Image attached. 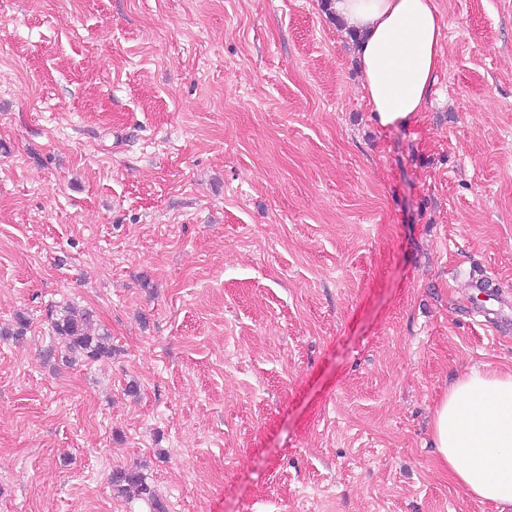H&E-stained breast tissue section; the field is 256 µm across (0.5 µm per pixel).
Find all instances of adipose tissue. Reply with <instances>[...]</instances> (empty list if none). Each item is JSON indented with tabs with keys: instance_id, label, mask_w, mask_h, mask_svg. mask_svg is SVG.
Returning a JSON list of instances; mask_svg holds the SVG:
<instances>
[{
	"instance_id": "1",
	"label": "adipose tissue",
	"mask_w": 512,
	"mask_h": 512,
	"mask_svg": "<svg viewBox=\"0 0 512 512\" xmlns=\"http://www.w3.org/2000/svg\"><path fill=\"white\" fill-rule=\"evenodd\" d=\"M357 32L358 67L380 125L424 110L441 64L436 0H332ZM440 467L469 496L512 512V370H474L453 381L434 410Z\"/></svg>"
}]
</instances>
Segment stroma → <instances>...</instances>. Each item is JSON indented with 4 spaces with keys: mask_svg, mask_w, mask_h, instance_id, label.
<instances>
[{
    "mask_svg": "<svg viewBox=\"0 0 512 512\" xmlns=\"http://www.w3.org/2000/svg\"><path fill=\"white\" fill-rule=\"evenodd\" d=\"M436 2L386 129L324 0H0V512H497L431 423L512 369V0ZM52 329L61 344V357L72 361L78 357L99 360L112 356L107 336L91 333V314L68 306L52 321ZM114 492L125 496L128 500H147L155 512H164L161 504L148 489L144 476L135 470H116L111 475Z\"/></svg>",
    "mask_w": 512,
    "mask_h": 512,
    "instance_id": "35a3bbf8",
    "label": "stroma"
}]
</instances>
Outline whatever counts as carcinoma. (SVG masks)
Listing matches in <instances>:
<instances>
[{
  "mask_svg": "<svg viewBox=\"0 0 512 512\" xmlns=\"http://www.w3.org/2000/svg\"><path fill=\"white\" fill-rule=\"evenodd\" d=\"M52 329L61 344V357L67 361L85 357L99 360L112 356V344L104 335L91 333V314L68 306L63 313L53 319ZM114 492L127 499L147 500L153 512H164L161 504L148 489L144 476L135 470H116L111 475Z\"/></svg>",
  "mask_w": 512,
  "mask_h": 512,
  "instance_id": "cac0c4a2",
  "label": "carcinoma"
}]
</instances>
